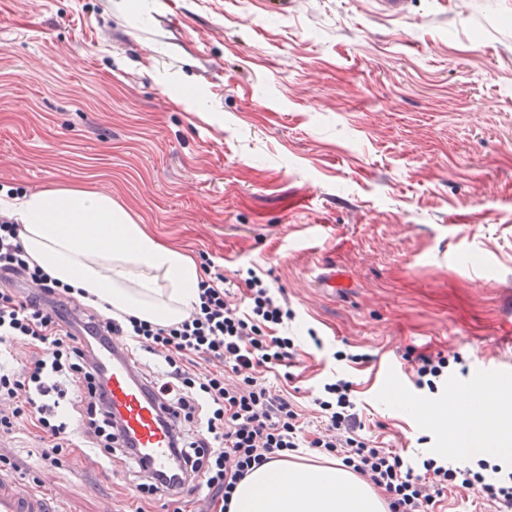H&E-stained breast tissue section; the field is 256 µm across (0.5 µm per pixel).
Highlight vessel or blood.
<instances>
[{
    "label": "vessel or blood",
    "instance_id": "vessel-or-blood-1",
    "mask_svg": "<svg viewBox=\"0 0 512 512\" xmlns=\"http://www.w3.org/2000/svg\"><path fill=\"white\" fill-rule=\"evenodd\" d=\"M96 358L107 369L112 408L139 457L147 459L152 470H168L173 453L171 436L159 423L161 405L135 380L121 337H113L111 346L100 348ZM0 512H49V507L41 495L0 475Z\"/></svg>",
    "mask_w": 512,
    "mask_h": 512
}]
</instances>
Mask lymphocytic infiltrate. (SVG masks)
<instances>
[{"label": "lymphocytic infiltrate", "instance_id": "obj_1", "mask_svg": "<svg viewBox=\"0 0 512 512\" xmlns=\"http://www.w3.org/2000/svg\"><path fill=\"white\" fill-rule=\"evenodd\" d=\"M213 266L212 260L202 262L199 304L178 323L110 317L81 304L71 288L31 265L17 224L0 216V346L26 347L15 366L0 365V436L29 422L48 444L43 467H59L64 449L77 446L87 449L92 465L120 462L133 468L143 495L166 497L175 489L204 486L225 502L251 471L300 447L303 425L293 404L256 375L261 367L297 362L293 339L274 333L292 317L281 291L252 274L242 304L231 303L224 276ZM17 278L22 287H14ZM115 336L125 338L128 355L142 350L162 365L157 371L137 362L133 369L178 418L172 472L153 473L137 457L109 407L93 351ZM199 359L211 364L208 374L192 373ZM65 381L86 405L76 440L59 412ZM315 403L323 425L307 442L310 448L341 455L345 467L383 494L388 512H426L433 489L449 487L474 491L501 512H512V470L483 459L452 466L428 458L423 474H416L399 454L362 436L348 382L324 383Z\"/></svg>", "mask_w": 512, "mask_h": 512}]
</instances>
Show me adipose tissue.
<instances>
[{
    "label": "adipose tissue",
    "instance_id": "ef3b65f1",
    "mask_svg": "<svg viewBox=\"0 0 512 512\" xmlns=\"http://www.w3.org/2000/svg\"><path fill=\"white\" fill-rule=\"evenodd\" d=\"M35 265L109 313L157 324L187 317L199 302L201 270L189 254L137 224L110 194L44 188L0 196ZM482 383L449 395L429 417L448 425V450L467 457L512 451V400ZM380 499L341 462L285 456L240 481L227 512H382Z\"/></svg>",
    "mask_w": 512,
    "mask_h": 512
}]
</instances>
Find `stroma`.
Wrapping results in <instances>:
<instances>
[{"label": "stroma", "instance_id": "obj_1", "mask_svg": "<svg viewBox=\"0 0 512 512\" xmlns=\"http://www.w3.org/2000/svg\"><path fill=\"white\" fill-rule=\"evenodd\" d=\"M0 184L109 192L231 292L281 288L298 364L264 378L306 438L343 379L363 436L418 469L446 454L416 407L489 359L512 391V0H0ZM411 351L457 361L420 389ZM6 444L54 510L199 508L76 449L42 469L28 423Z\"/></svg>", "mask_w": 512, "mask_h": 512}]
</instances>
